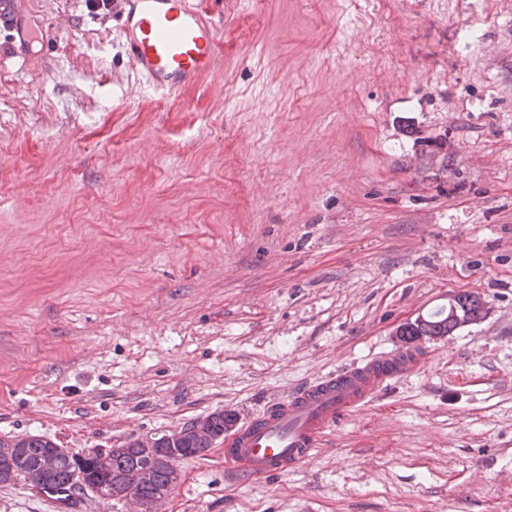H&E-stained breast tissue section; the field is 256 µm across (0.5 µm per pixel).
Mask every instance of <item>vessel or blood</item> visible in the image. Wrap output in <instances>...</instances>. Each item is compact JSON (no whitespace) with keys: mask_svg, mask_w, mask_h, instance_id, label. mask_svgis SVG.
I'll return each mask as SVG.
<instances>
[{"mask_svg":"<svg viewBox=\"0 0 512 512\" xmlns=\"http://www.w3.org/2000/svg\"><path fill=\"white\" fill-rule=\"evenodd\" d=\"M122 26L125 52L141 84L154 92L180 93L219 70L220 22L202 0H126ZM422 359L407 347L382 352L268 400L224 439L228 487L282 476L311 463L331 429L385 383L417 371Z\"/></svg>","mask_w":512,"mask_h":512,"instance_id":"obj_1","label":"vessel or blood"}]
</instances>
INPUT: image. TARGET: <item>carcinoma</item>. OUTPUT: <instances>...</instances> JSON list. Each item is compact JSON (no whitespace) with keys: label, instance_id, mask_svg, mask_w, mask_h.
I'll use <instances>...</instances> for the list:
<instances>
[{"label":"carcinoma","instance_id":"carcinoma-1","mask_svg":"<svg viewBox=\"0 0 512 512\" xmlns=\"http://www.w3.org/2000/svg\"><path fill=\"white\" fill-rule=\"evenodd\" d=\"M430 333L449 332L448 317L437 311L427 318ZM224 413L214 412L185 423L175 436L182 458H192L224 436ZM31 477L46 487L65 490L78 477L100 490L99 496L147 504L168 496L178 474L170 449L110 448L87 455L62 448L49 438L29 434L0 438V484L11 485Z\"/></svg>","mask_w":512,"mask_h":512}]
</instances>
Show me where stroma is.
Masks as SVG:
<instances>
[{
	"instance_id": "35a3bbf8",
	"label": "stroma",
	"mask_w": 512,
	"mask_h": 512,
	"mask_svg": "<svg viewBox=\"0 0 512 512\" xmlns=\"http://www.w3.org/2000/svg\"><path fill=\"white\" fill-rule=\"evenodd\" d=\"M220 73L140 85L118 6L0 26V437L123 447L415 342L313 463L156 512H512V0H207ZM475 305V311L468 312L467 314L461 316L458 312L460 308L457 303V296H451L448 303L447 316H444L442 311H437L426 319L430 333L436 334L438 336H419L417 341L445 336L449 332L448 324L449 327H451V330L448 333L449 335L458 327L472 323L475 319L482 318V316L486 313V303L480 300Z\"/></svg>"
}]
</instances>
